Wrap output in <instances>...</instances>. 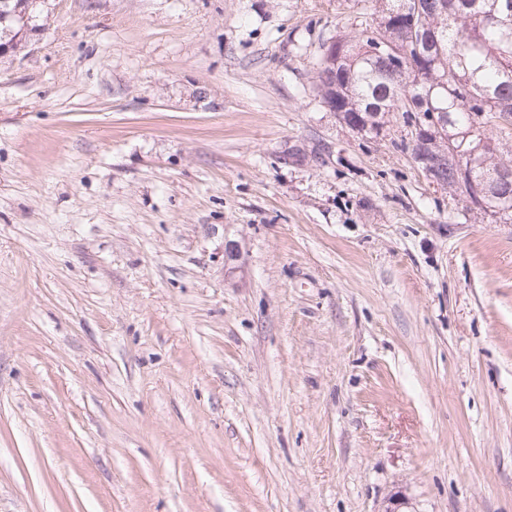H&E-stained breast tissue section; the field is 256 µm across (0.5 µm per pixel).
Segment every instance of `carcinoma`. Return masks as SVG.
<instances>
[{"label": "carcinoma", "mask_w": 512, "mask_h": 512, "mask_svg": "<svg viewBox=\"0 0 512 512\" xmlns=\"http://www.w3.org/2000/svg\"><path fill=\"white\" fill-rule=\"evenodd\" d=\"M376 18L343 44L336 68L319 62L318 84L340 87L344 117L396 113L416 129L448 114L440 146L448 151V190L471 209L512 218V162L486 132L488 116H512V0H374ZM29 0H10L0 38L22 28Z\"/></svg>", "instance_id": "1"}]
</instances>
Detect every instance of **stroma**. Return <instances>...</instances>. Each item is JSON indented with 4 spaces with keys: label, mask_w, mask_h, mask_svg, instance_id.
Returning <instances> with one entry per match:
<instances>
[{
    "label": "stroma",
    "mask_w": 512,
    "mask_h": 512,
    "mask_svg": "<svg viewBox=\"0 0 512 512\" xmlns=\"http://www.w3.org/2000/svg\"><path fill=\"white\" fill-rule=\"evenodd\" d=\"M371 0H37L0 56V512H512V219L316 82Z\"/></svg>",
    "instance_id": "obj_1"
}]
</instances>
